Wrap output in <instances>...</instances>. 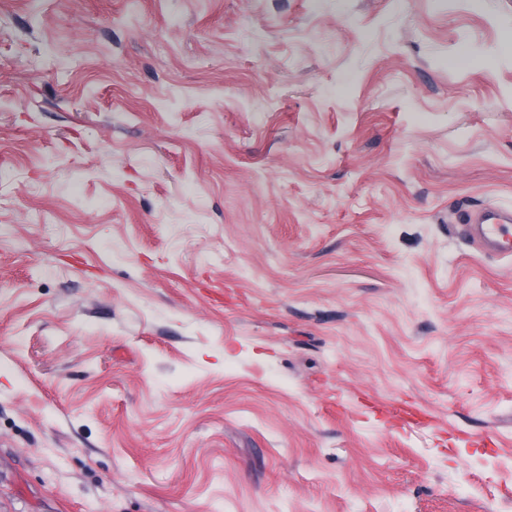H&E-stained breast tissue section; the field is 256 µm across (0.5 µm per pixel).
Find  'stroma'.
<instances>
[{
  "label": "stroma",
  "mask_w": 512,
  "mask_h": 512,
  "mask_svg": "<svg viewBox=\"0 0 512 512\" xmlns=\"http://www.w3.org/2000/svg\"><path fill=\"white\" fill-rule=\"evenodd\" d=\"M512 0H0V512H512ZM512 212L509 209L489 207L475 217L480 243L504 257L512 256Z\"/></svg>",
  "instance_id": "1"
}]
</instances>
